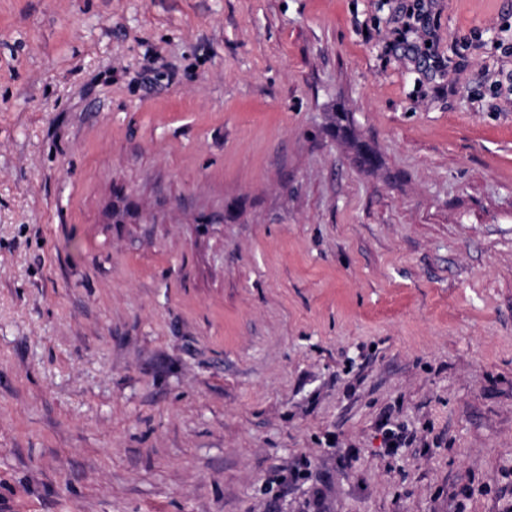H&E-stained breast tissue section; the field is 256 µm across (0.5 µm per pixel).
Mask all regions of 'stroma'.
<instances>
[{
	"label": "stroma",
	"instance_id": "1",
	"mask_svg": "<svg viewBox=\"0 0 512 512\" xmlns=\"http://www.w3.org/2000/svg\"><path fill=\"white\" fill-rule=\"evenodd\" d=\"M411 2L0 0V512H512V0Z\"/></svg>",
	"mask_w": 512,
	"mask_h": 512
}]
</instances>
